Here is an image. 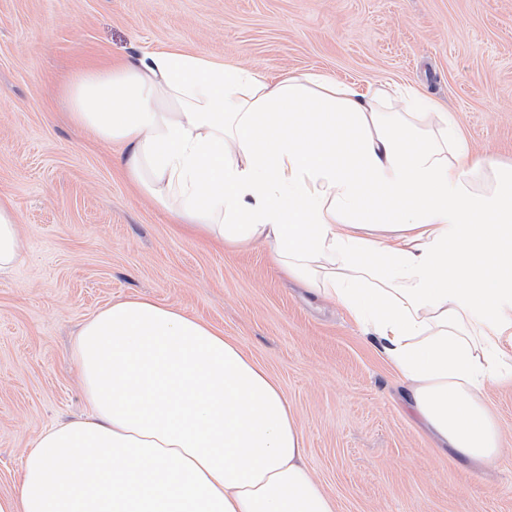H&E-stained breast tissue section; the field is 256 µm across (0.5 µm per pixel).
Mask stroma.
Wrapping results in <instances>:
<instances>
[{
	"label": "stroma",
	"mask_w": 512,
	"mask_h": 512,
	"mask_svg": "<svg viewBox=\"0 0 512 512\" xmlns=\"http://www.w3.org/2000/svg\"><path fill=\"white\" fill-rule=\"evenodd\" d=\"M178 46L260 74L409 85L477 153L512 163V0H0V199L25 257L0 274V497L48 427L87 417L73 342L104 306L172 305L281 388L336 512H512V384L487 393L505 446L475 468L438 446L377 342L288 279L266 246L187 236L69 117L79 70Z\"/></svg>",
	"instance_id": "stroma-1"
}]
</instances>
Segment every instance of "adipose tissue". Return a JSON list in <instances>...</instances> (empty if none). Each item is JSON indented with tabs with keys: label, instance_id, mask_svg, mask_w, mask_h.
Segmentation results:
<instances>
[{
	"label": "adipose tissue",
	"instance_id": "adipose-tissue-1",
	"mask_svg": "<svg viewBox=\"0 0 512 512\" xmlns=\"http://www.w3.org/2000/svg\"><path fill=\"white\" fill-rule=\"evenodd\" d=\"M63 96L191 234L263 242L341 306L441 447L496 462L484 392L512 382V165L414 88L271 82L177 48L79 71ZM22 253L0 201V272ZM74 360L91 417L40 434L0 512H335L287 398L211 326L132 298L84 324Z\"/></svg>",
	"mask_w": 512,
	"mask_h": 512
}]
</instances>
